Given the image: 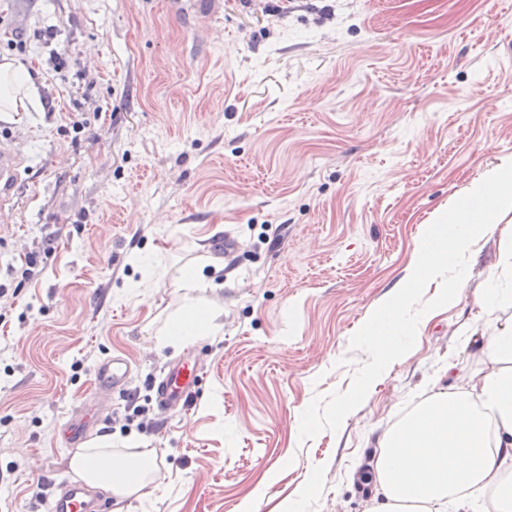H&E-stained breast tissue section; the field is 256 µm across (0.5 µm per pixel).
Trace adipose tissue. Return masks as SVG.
<instances>
[{
    "mask_svg": "<svg viewBox=\"0 0 512 512\" xmlns=\"http://www.w3.org/2000/svg\"><path fill=\"white\" fill-rule=\"evenodd\" d=\"M40 92L35 77L0 60V113L29 111ZM203 275L186 269L177 286L179 309L161 339L177 345L215 334L220 325L199 297ZM490 364L472 388L449 383L428 395L383 434L370 457L371 512H512V322L480 337ZM88 486L110 493L113 512L141 498L151 484L153 453L138 442L96 443L70 460Z\"/></svg>",
    "mask_w": 512,
    "mask_h": 512,
    "instance_id": "ef3b65f1",
    "label": "adipose tissue"
}]
</instances>
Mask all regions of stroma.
<instances>
[{
  "mask_svg": "<svg viewBox=\"0 0 512 512\" xmlns=\"http://www.w3.org/2000/svg\"><path fill=\"white\" fill-rule=\"evenodd\" d=\"M7 55L42 87L39 111L0 119L20 160L0 209V512H47L78 410L88 443L156 452L125 512H276L313 470L305 512H366L378 439L448 361L487 370L467 339L512 302L487 315L474 298L512 286V239L480 240L457 301L339 431L300 441V414L349 388L368 359L349 340L435 213L512 156V0H0ZM188 266L223 329L158 346ZM188 351L199 389L163 417L153 382ZM115 353L132 420L93 390Z\"/></svg>",
  "mask_w": 512,
  "mask_h": 512,
  "instance_id": "35a3bbf8",
  "label": "stroma"
}]
</instances>
